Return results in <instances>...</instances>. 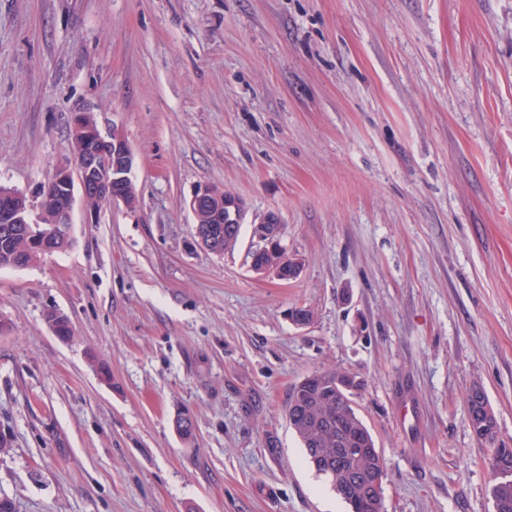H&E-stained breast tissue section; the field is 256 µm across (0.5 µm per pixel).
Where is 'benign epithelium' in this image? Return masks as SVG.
Listing matches in <instances>:
<instances>
[{"instance_id": "1", "label": "benign epithelium", "mask_w": 512, "mask_h": 512, "mask_svg": "<svg viewBox=\"0 0 512 512\" xmlns=\"http://www.w3.org/2000/svg\"><path fill=\"white\" fill-rule=\"evenodd\" d=\"M88 112L78 111L72 118L71 130L82 138V152L56 165L54 182L63 189L62 202L52 196H40L37 205L7 187H0V223L33 224L39 226L36 238L39 247L46 251L68 249L73 244L71 224L76 197H81L86 218L97 219L100 211L90 207V198L99 199L106 206L127 205L126 194L135 164L134 153L117 130L104 135L100 129H87ZM194 219L206 215L218 224H240L246 210L244 201L215 185L197 187L185 201ZM252 236L257 240L251 252V269L259 276L273 275L280 280L296 279L303 261L288 255L281 243V217L276 212L267 213L253 225ZM222 234L216 226L210 232L195 231L197 242L213 253Z\"/></svg>"}]
</instances>
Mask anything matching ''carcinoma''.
<instances>
[{
  "instance_id": "obj_1",
  "label": "carcinoma",
  "mask_w": 512,
  "mask_h": 512,
  "mask_svg": "<svg viewBox=\"0 0 512 512\" xmlns=\"http://www.w3.org/2000/svg\"><path fill=\"white\" fill-rule=\"evenodd\" d=\"M3 228L0 223V268L19 262L31 265L41 258L42 253L29 248L22 236H6ZM297 394L302 402L289 408V424L308 462L320 475L329 470L336 473L331 484L350 512H385L383 488H372L366 480L375 458V440L354 408V393L328 395L308 375L294 386L292 395ZM487 404L483 390L467 395L468 422L478 433L477 440L492 448L489 468L494 512H512V445L497 431L481 436L478 417Z\"/></svg>"
}]
</instances>
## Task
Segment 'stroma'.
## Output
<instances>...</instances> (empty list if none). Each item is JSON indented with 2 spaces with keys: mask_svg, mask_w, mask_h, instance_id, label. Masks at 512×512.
<instances>
[{
  "mask_svg": "<svg viewBox=\"0 0 512 512\" xmlns=\"http://www.w3.org/2000/svg\"><path fill=\"white\" fill-rule=\"evenodd\" d=\"M80 110L128 141L139 201L75 205L70 249L0 268V499L348 512L287 417L338 369L386 512H494L466 394L512 439V0H0V185L36 201ZM202 183L247 206L221 255ZM271 211L292 281L250 268ZM185 204L193 214L195 224H199L201 230H206L211 227L209 229L211 232H205L204 234L196 227L195 238L202 247L213 253L220 254V248L216 246L220 239L222 250L224 244V252L235 247L237 241L232 243H229L226 239L224 241L222 234L223 227L224 233L226 230L225 224H237L238 226L235 228V234L237 236L240 235L241 223L246 210L245 203L241 198L224 192V189L215 185L205 184L197 187L191 196L185 201ZM200 215L208 216L210 222L214 223H198ZM213 225L218 226L219 228L221 227L222 234H220V230L218 228L212 227Z\"/></svg>",
  "mask_w": 512,
  "mask_h": 512,
  "instance_id": "obj_1",
  "label": "stroma"
}]
</instances>
